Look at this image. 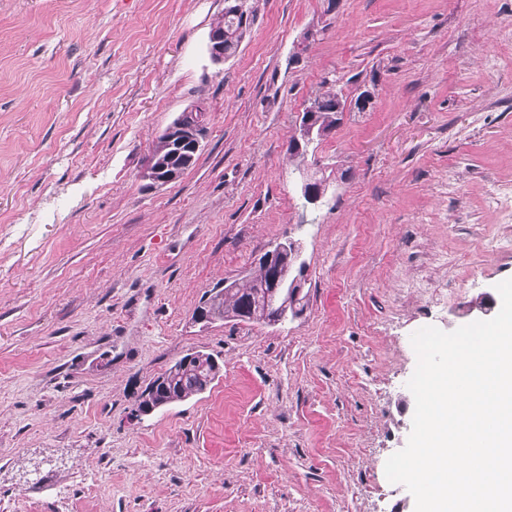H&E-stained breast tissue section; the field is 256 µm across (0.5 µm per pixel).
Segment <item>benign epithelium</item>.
Instances as JSON below:
<instances>
[{
	"instance_id": "7a95c632",
	"label": "benign epithelium",
	"mask_w": 512,
	"mask_h": 512,
	"mask_svg": "<svg viewBox=\"0 0 512 512\" xmlns=\"http://www.w3.org/2000/svg\"><path fill=\"white\" fill-rule=\"evenodd\" d=\"M208 54L215 64L224 62V31L215 27L211 28L208 39ZM318 104H313L298 113L296 121V135L292 138V148L300 152L302 144L312 143L317 140L314 136L313 112ZM207 137L206 109L203 105H193L183 112L168 125L158 139L168 145L171 150L170 158L152 152L148 155L144 166L139 172L141 180L151 185H167L177 182L185 172L193 167V163L204 148ZM325 181L318 177V173L310 167L301 169V193L308 201H315L325 192ZM288 253L294 256L291 265L283 268L276 263L277 256ZM263 262L274 267V275L269 281L268 288L272 295H277L288 290H303L306 284V263L300 260V251L293 241H283L275 244L268 251ZM496 302L488 292L480 294L470 305L468 314L477 317L491 315ZM157 384L150 385L147 392L137 406L136 412L140 416H147L156 410L170 404V401L157 396Z\"/></svg>"
}]
</instances>
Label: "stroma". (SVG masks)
Here are the masks:
<instances>
[{
  "mask_svg": "<svg viewBox=\"0 0 512 512\" xmlns=\"http://www.w3.org/2000/svg\"><path fill=\"white\" fill-rule=\"evenodd\" d=\"M224 0H0V512H415L411 335L468 324L512 278V0H254L211 62ZM369 111L288 154L323 77ZM179 181L139 178L197 102ZM303 313L198 323L203 296L284 239ZM221 371L135 417L185 354ZM226 7L224 12H231L230 14L236 15L242 19L243 27L246 25L248 14L244 11L241 0H225ZM224 13V17L220 19L216 26L224 25L223 30H218L215 25L211 28L208 39V54L210 59L215 64H221L224 62V54L226 58L233 56L246 31H239L235 27L233 18L228 17ZM301 171V193L307 201H316L325 192V181L318 177L317 171L304 167Z\"/></svg>",
  "mask_w": 512,
  "mask_h": 512,
  "instance_id": "obj_1",
  "label": "stroma"
}]
</instances>
